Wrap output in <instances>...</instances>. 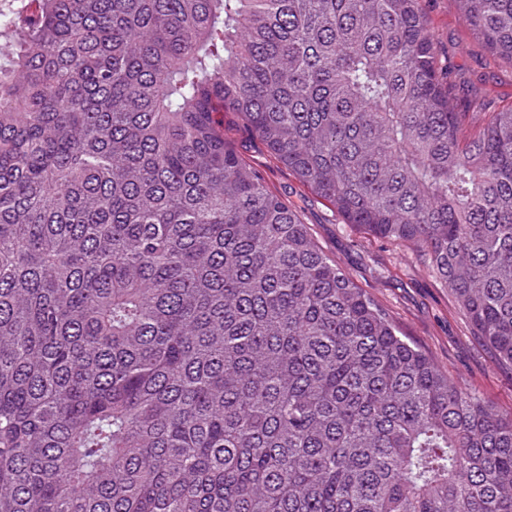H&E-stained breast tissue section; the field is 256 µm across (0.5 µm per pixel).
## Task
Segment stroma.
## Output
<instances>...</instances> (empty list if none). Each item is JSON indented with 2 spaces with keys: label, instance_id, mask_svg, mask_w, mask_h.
I'll return each instance as SVG.
<instances>
[{
  "label": "stroma",
  "instance_id": "obj_1",
  "mask_svg": "<svg viewBox=\"0 0 512 512\" xmlns=\"http://www.w3.org/2000/svg\"><path fill=\"white\" fill-rule=\"evenodd\" d=\"M424 9L439 38L442 59L462 70L489 104H512V61L490 54L460 18L453 0H424ZM224 136L262 172L270 190L298 212L324 253L379 301L407 339L459 386L498 412L512 413V367L498 363L475 335L414 245H394L344 223L325 201L277 164L230 112L224 115Z\"/></svg>",
  "mask_w": 512,
  "mask_h": 512
}]
</instances>
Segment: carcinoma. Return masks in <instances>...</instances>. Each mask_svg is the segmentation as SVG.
Instances as JSON below:
<instances>
[{
  "instance_id": "obj_1",
  "label": "carcinoma",
  "mask_w": 512,
  "mask_h": 512,
  "mask_svg": "<svg viewBox=\"0 0 512 512\" xmlns=\"http://www.w3.org/2000/svg\"><path fill=\"white\" fill-rule=\"evenodd\" d=\"M512 60V0H454ZM0 512H512L465 391L224 139L427 257L512 366V107L423 0H0Z\"/></svg>"
}]
</instances>
